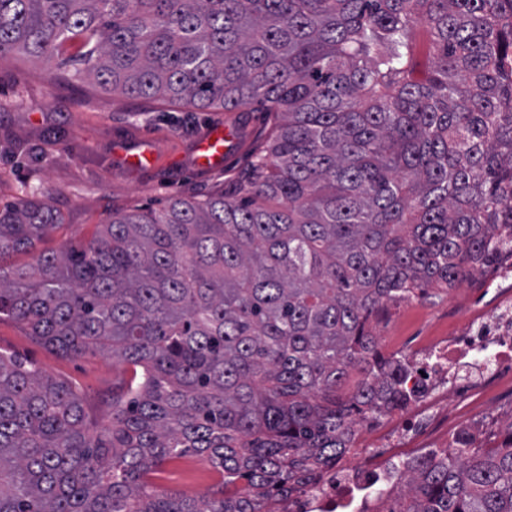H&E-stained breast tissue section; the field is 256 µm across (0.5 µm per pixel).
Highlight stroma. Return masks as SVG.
Masks as SVG:
<instances>
[{
  "mask_svg": "<svg viewBox=\"0 0 512 512\" xmlns=\"http://www.w3.org/2000/svg\"><path fill=\"white\" fill-rule=\"evenodd\" d=\"M234 129L222 167L194 162L199 139L213 126ZM273 127L269 113L198 110L187 105L143 101L103 91L81 75L48 84L44 65L23 56L0 58V207L36 195L60 212L37 251L52 252L92 239L114 211L162 209L175 194L202 201L245 176L252 156L266 149ZM151 150L154 161L129 168L120 157ZM512 295V281L481 277L449 291L435 290L391 308L372 323L379 353L413 359L428 337L454 333L478 307ZM0 349L28 358L80 392L91 422L107 424L112 400L130 377L128 366L109 356H62L29 336L22 324L0 318ZM451 412L495 419L512 417V389L497 388L461 399ZM220 480L206 464L189 458L166 466L155 484L168 492L201 495Z\"/></svg>",
  "mask_w": 512,
  "mask_h": 512,
  "instance_id": "35a3bbf8",
  "label": "stroma"
}]
</instances>
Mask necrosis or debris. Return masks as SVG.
<instances>
[{
    "instance_id": "obj_1",
    "label": "necrosis or debris",
    "mask_w": 512,
    "mask_h": 512,
    "mask_svg": "<svg viewBox=\"0 0 512 512\" xmlns=\"http://www.w3.org/2000/svg\"><path fill=\"white\" fill-rule=\"evenodd\" d=\"M415 360L417 365L405 381L411 396L409 416L372 435L379 447L390 449V456L372 455L366 470L347 459L338 460L330 472L295 494L281 512H335L340 489L367 492L377 485L387 492L395 488L414 462L398 450L430 413L446 410L460 391L491 385L500 374L512 372V298L500 300L454 334L436 337Z\"/></svg>"
}]
</instances>
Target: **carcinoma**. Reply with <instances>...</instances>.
<instances>
[{
	"label": "carcinoma",
	"instance_id": "1",
	"mask_svg": "<svg viewBox=\"0 0 512 512\" xmlns=\"http://www.w3.org/2000/svg\"><path fill=\"white\" fill-rule=\"evenodd\" d=\"M77 38L57 67L106 92L256 104L274 127L246 180L21 266L61 218L0 208V317L133 368L93 430L70 383L0 351V512H269L346 453L357 416L407 405L408 367L367 360L369 319L512 253V0H0V57ZM187 457L216 490L158 492L150 475ZM389 512H512V422L496 448L419 458Z\"/></svg>",
	"mask_w": 512,
	"mask_h": 512
}]
</instances>
